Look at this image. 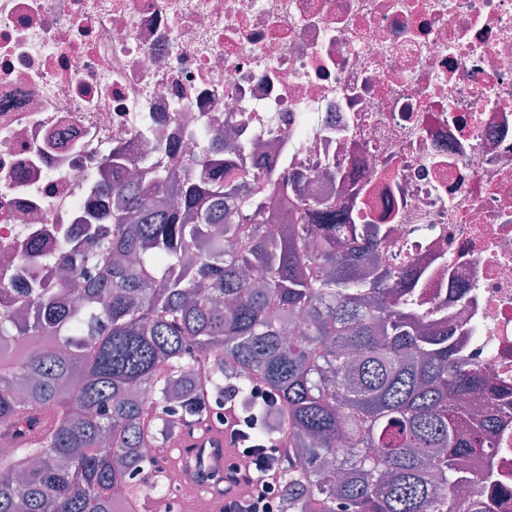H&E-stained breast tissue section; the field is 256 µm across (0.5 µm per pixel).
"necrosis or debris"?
Returning <instances> with one entry per match:
<instances>
[{
	"label": "necrosis or debris",
	"mask_w": 512,
	"mask_h": 512,
	"mask_svg": "<svg viewBox=\"0 0 512 512\" xmlns=\"http://www.w3.org/2000/svg\"><path fill=\"white\" fill-rule=\"evenodd\" d=\"M217 137L384 228L378 263L501 391L472 410L512 512V0H0V287L56 285L113 148Z\"/></svg>",
	"instance_id": "necrosis-or-debris-1"
}]
</instances>
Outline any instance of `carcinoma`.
Returning a JSON list of instances; mask_svg holds the SVG:
<instances>
[{
    "label": "carcinoma",
    "instance_id": "carcinoma-1",
    "mask_svg": "<svg viewBox=\"0 0 512 512\" xmlns=\"http://www.w3.org/2000/svg\"><path fill=\"white\" fill-rule=\"evenodd\" d=\"M107 230L64 236L60 283L0 308V512H135L170 500L162 467L186 428L237 407L271 458L279 512H495L488 386L425 322L416 274L376 267L381 230L237 157L145 160L112 183ZM300 318V334L288 325ZM51 415V426L43 417Z\"/></svg>",
    "mask_w": 512,
    "mask_h": 512
}]
</instances>
